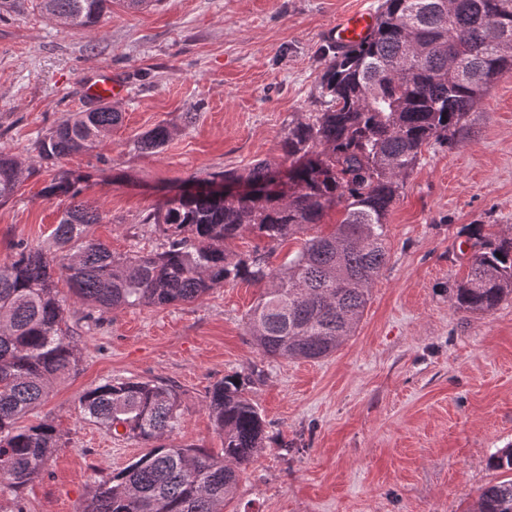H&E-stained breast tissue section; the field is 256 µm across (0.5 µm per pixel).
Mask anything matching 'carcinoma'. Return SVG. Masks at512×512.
<instances>
[{
  "mask_svg": "<svg viewBox=\"0 0 512 512\" xmlns=\"http://www.w3.org/2000/svg\"><path fill=\"white\" fill-rule=\"evenodd\" d=\"M46 15L96 30L112 0H36ZM512 0H383L377 26L356 47L340 48L320 75L324 109L288 126L282 153L288 168L258 160L215 173L203 185L158 204L143 219L165 237L155 251L118 257L88 237L99 209L78 199L68 173L50 187L70 195L54 232L55 250L20 244L0 264V501L25 512L21 493L59 447L56 428L17 420L59 379L77 370L79 346L63 279L75 299L100 314L193 302L243 280L262 287L246 331L263 356L326 358L351 335L386 264L388 212L430 141L457 143L460 122L499 77L512 73ZM122 123L107 104L70 113L37 143L55 163L87 152ZM170 132L141 135L140 150L158 152ZM21 165L0 152V203L20 182ZM216 181L245 185V195H215ZM328 234L304 239L288 262H270L275 248L322 223ZM267 241L246 257L226 244L244 232ZM483 251L451 291L456 310L490 312L512 295V237L476 227ZM260 372L234 373L213 384L207 409L224 435L221 454L168 443L179 428L178 392L167 384L107 380L81 396L86 420L148 447L137 460L98 482L78 512H224L240 468L266 443V424L249 398ZM490 466L512 472V446ZM476 512H512V479L486 485Z\"/></svg>",
  "mask_w": 512,
  "mask_h": 512,
  "instance_id": "cac0c4a2",
  "label": "carcinoma"
}]
</instances>
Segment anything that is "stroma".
<instances>
[{"mask_svg":"<svg viewBox=\"0 0 512 512\" xmlns=\"http://www.w3.org/2000/svg\"><path fill=\"white\" fill-rule=\"evenodd\" d=\"M382 0H121L88 33L17 0L0 15V151L22 178L0 204V263L17 243L48 247L70 198L50 193L65 170L99 206L88 235L113 254L156 249L144 216L213 173L281 161L289 124L323 108L325 32ZM115 72L123 122L86 153L55 164L35 144L86 108L85 88ZM163 150L135 142L156 126ZM458 145L430 142L387 216L389 259L351 336L320 360L269 359L245 317L261 289L246 282L167 308L119 309L103 326L71 307L79 371L55 383L26 424H54L62 446L22 491L26 512H78L96 483L144 454L135 440L84 419L80 398L107 379L155 380L179 393L171 441L219 453L208 390L250 368L249 396L268 438L243 467L224 512H475L489 459L512 445V297L486 314L455 310L449 290L468 273L472 225H512V74L463 121ZM287 448H280V441Z\"/></svg>","mask_w":512,"mask_h":512,"instance_id":"stroma-1","label":"stroma"}]
</instances>
